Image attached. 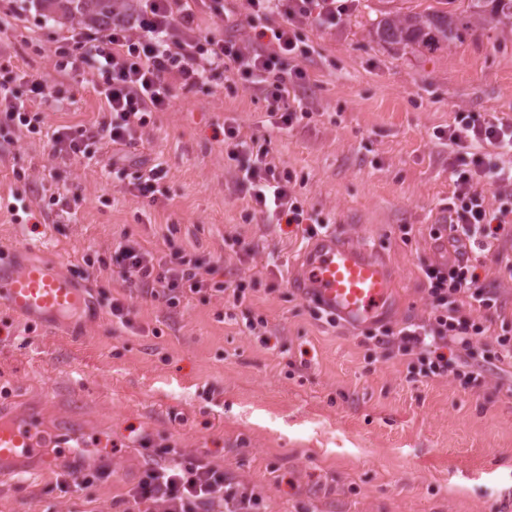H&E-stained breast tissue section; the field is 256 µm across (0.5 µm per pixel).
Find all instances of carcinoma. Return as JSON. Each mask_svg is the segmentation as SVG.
<instances>
[{"instance_id": "obj_1", "label": "carcinoma", "mask_w": 512, "mask_h": 512, "mask_svg": "<svg viewBox=\"0 0 512 512\" xmlns=\"http://www.w3.org/2000/svg\"><path fill=\"white\" fill-rule=\"evenodd\" d=\"M84 26H112V0H38ZM422 12H386L374 25L379 41L396 49L421 48L430 53L462 37L475 24L491 19L512 23V0H436Z\"/></svg>"}]
</instances>
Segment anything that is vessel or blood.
<instances>
[{"instance_id": "vessel-or-blood-1", "label": "vessel or blood", "mask_w": 512, "mask_h": 512, "mask_svg": "<svg viewBox=\"0 0 512 512\" xmlns=\"http://www.w3.org/2000/svg\"><path fill=\"white\" fill-rule=\"evenodd\" d=\"M291 286L348 326L381 323L393 315V285L385 262L368 247L333 232L309 242ZM0 298L18 316L42 321L84 310L88 302L85 289L40 262L0 264ZM40 446L30 416L0 417V479L15 475L17 463L37 455Z\"/></svg>"}]
</instances>
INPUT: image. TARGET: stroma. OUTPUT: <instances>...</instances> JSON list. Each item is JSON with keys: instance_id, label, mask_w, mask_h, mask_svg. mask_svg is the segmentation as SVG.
<instances>
[{"instance_id": "1", "label": "stroma", "mask_w": 512, "mask_h": 512, "mask_svg": "<svg viewBox=\"0 0 512 512\" xmlns=\"http://www.w3.org/2000/svg\"><path fill=\"white\" fill-rule=\"evenodd\" d=\"M401 5L357 0L336 25L300 29L313 116L293 130L270 124L245 79L219 75L177 90L114 169L107 143L88 164L53 158L39 134L0 139V258L54 261L90 297L86 311L58 324L19 318L0 302V414L38 415L55 460L47 469L32 459L0 483V512H123L149 460L146 438L205 454L259 494L267 512H512V367L487 370L469 388L450 377L414 381L408 357L378 346L369 329L315 319L290 286L306 245L301 227L253 213L213 139L231 119L243 138H271L305 210L386 262L390 328L427 323L420 266L451 257L430 234L444 223L452 190L449 147L435 133L461 109L512 117V26L487 21L448 49L401 51L372 34L376 16ZM22 6L33 23L0 37V74L47 81L46 126L101 121L92 82L55 68L68 21L46 18L36 0ZM156 164L165 172L161 197H132L135 172ZM30 182L49 196L77 189L75 219L11 216L7 204ZM171 224L179 227L172 236ZM235 237L254 255L234 253ZM123 239L159 257L192 248L214 281L245 284V303L233 307L209 291L171 308L110 270L87 272L84 256L110 258ZM500 253L512 256V238L477 267L511 320ZM115 298L132 306L130 327L112 318ZM258 317L266 321L259 337L247 328ZM64 419L76 421L83 447L68 441ZM98 466L109 478L83 484ZM64 472L65 493L56 486Z\"/></svg>"}]
</instances>
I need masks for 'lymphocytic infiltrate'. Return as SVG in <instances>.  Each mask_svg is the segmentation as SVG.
Instances as JSON below:
<instances>
[{
	"mask_svg": "<svg viewBox=\"0 0 512 512\" xmlns=\"http://www.w3.org/2000/svg\"><path fill=\"white\" fill-rule=\"evenodd\" d=\"M111 28L75 27L62 35L67 47L57 69L70 78L86 73L99 77L94 89L109 114L106 121L52 131V154L60 158L93 161L102 143H135L140 127L152 113L167 109L176 88L206 85L214 74L225 79L243 77L261 90L267 112L278 129L290 130L310 110L290 108L284 101L310 82L301 68H286L287 59L307 54L296 28L304 23L335 25L353 7L354 0H245L248 22L254 29L247 42L225 36L223 30L202 31L196 13L204 6L226 25L234 19L224 11V0H138L128 8L116 0ZM281 12L283 25L256 26L262 15ZM25 94L10 80L0 81V130L41 132L37 113L48 101L46 84L25 79ZM228 160L235 164V181L246 187L250 207L275 224L303 225L305 237L321 234L327 222L310 219L296 191L292 173L273 159L272 142L255 137L241 140L234 124L216 128ZM451 151L448 172V230L468 252L492 251L501 238L512 237V166L501 158L512 152V119L486 117L479 112H457L444 133ZM112 276L136 283L152 301L174 306L187 295L211 290L230 294L233 305L246 299L244 285L226 288L210 280V267L192 258L187 248L166 257L155 255L130 240L117 244L111 256ZM422 277L430 299L427 324L399 331L382 328L379 344L397 342L399 351L416 355L410 378L432 379L454 375L462 385L478 382L474 346L487 335L504 306L466 257L445 263H422ZM153 462L142 470L128 490L125 512H261L255 493L237 487L223 469L203 455L188 456L170 443L155 445Z\"/></svg>",
	"mask_w": 512,
	"mask_h": 512,
	"instance_id": "1",
	"label": "lymphocytic infiltrate"
}]
</instances>
